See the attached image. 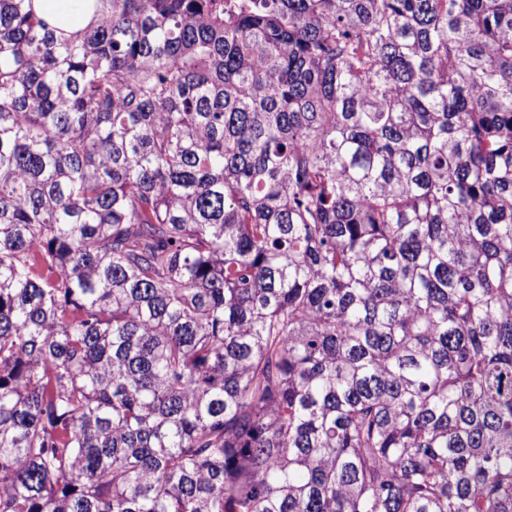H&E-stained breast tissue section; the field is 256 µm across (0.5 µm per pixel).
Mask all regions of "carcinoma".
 Instances as JSON below:
<instances>
[{
    "mask_svg": "<svg viewBox=\"0 0 512 512\" xmlns=\"http://www.w3.org/2000/svg\"><path fill=\"white\" fill-rule=\"evenodd\" d=\"M0 0V512H512V0ZM95 0H34L37 15L65 35L84 29L93 18Z\"/></svg>",
    "mask_w": 512,
    "mask_h": 512,
    "instance_id": "obj_1",
    "label": "carcinoma"
}]
</instances>
